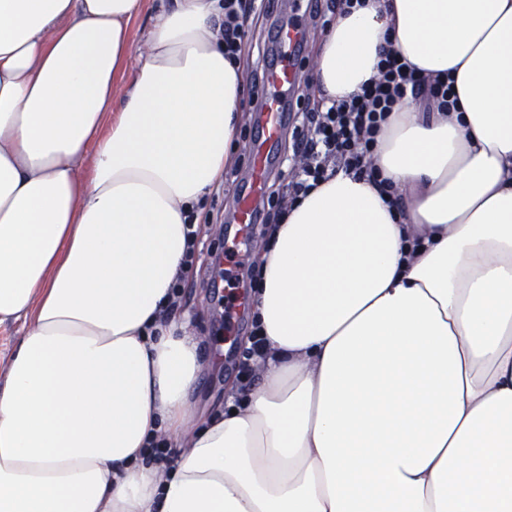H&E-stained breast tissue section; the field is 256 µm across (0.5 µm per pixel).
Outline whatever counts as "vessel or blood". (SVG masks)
<instances>
[{
    "label": "vessel or blood",
    "instance_id": "b4317fda",
    "mask_svg": "<svg viewBox=\"0 0 512 512\" xmlns=\"http://www.w3.org/2000/svg\"><path fill=\"white\" fill-rule=\"evenodd\" d=\"M271 40L279 46L280 51L268 59L258 74L259 82L270 87L271 93L258 116L252 141L250 179L236 198L239 224L236 237L241 244L249 240L252 229L260 222L258 201L271 174L273 149L288 126V95L297 85L296 72L290 59L299 55L302 49V31L294 26L282 25L273 30Z\"/></svg>",
    "mask_w": 512,
    "mask_h": 512
}]
</instances>
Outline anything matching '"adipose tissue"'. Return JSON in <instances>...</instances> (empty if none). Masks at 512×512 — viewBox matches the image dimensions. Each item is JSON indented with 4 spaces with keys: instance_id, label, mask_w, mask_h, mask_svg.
Wrapping results in <instances>:
<instances>
[{
    "instance_id": "obj_1",
    "label": "adipose tissue",
    "mask_w": 512,
    "mask_h": 512,
    "mask_svg": "<svg viewBox=\"0 0 512 512\" xmlns=\"http://www.w3.org/2000/svg\"><path fill=\"white\" fill-rule=\"evenodd\" d=\"M366 2L325 34L318 96L389 46L455 105L408 97L381 126L405 210L342 171L289 205L260 382L201 419L199 340L160 312L232 162L222 2L0 0V325L28 324L0 512H512V0ZM157 435L172 469L144 460Z\"/></svg>"
}]
</instances>
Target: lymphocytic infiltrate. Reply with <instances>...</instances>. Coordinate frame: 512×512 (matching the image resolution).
<instances>
[{
    "label": "lymphocytic infiltrate",
    "mask_w": 512,
    "mask_h": 512,
    "mask_svg": "<svg viewBox=\"0 0 512 512\" xmlns=\"http://www.w3.org/2000/svg\"><path fill=\"white\" fill-rule=\"evenodd\" d=\"M270 11L266 0H224L226 57L239 59L252 15ZM379 55L377 80L363 85L349 99L328 106L318 103L301 113L293 131V147L303 163L289 175L287 195L291 199L306 195L339 168L356 178L374 180L369 155L382 122L398 99L426 97L440 106L450 105V83L418 75L392 49L382 48Z\"/></svg>",
    "instance_id": "f902f5d3"
}]
</instances>
